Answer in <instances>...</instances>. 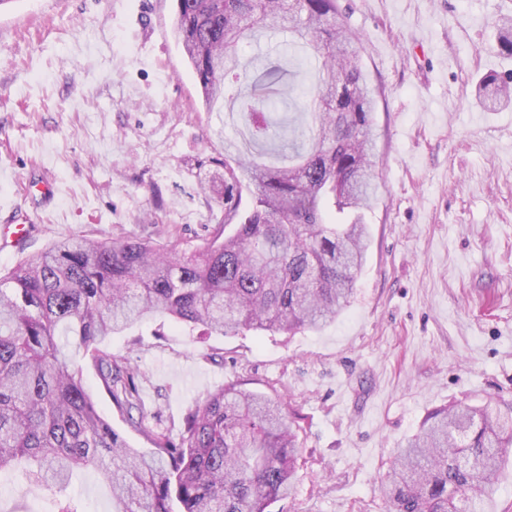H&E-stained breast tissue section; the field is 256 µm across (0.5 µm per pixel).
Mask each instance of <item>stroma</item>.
Instances as JSON below:
<instances>
[{"label": "stroma", "instance_id": "1", "mask_svg": "<svg viewBox=\"0 0 512 512\" xmlns=\"http://www.w3.org/2000/svg\"><path fill=\"white\" fill-rule=\"evenodd\" d=\"M374 92L377 195L349 309L320 332L201 336L150 319L113 337L139 369L144 422L177 435L188 408L242 382L284 396L302 427L295 486L271 512H388L396 448L455 401L512 404V101L487 109L489 74L512 75L498 28L512 0H337ZM175 0H11L0 8V225L28 239L5 273L54 241H116L153 225L198 245L223 223L205 189L214 160L246 150L245 121L206 110L175 32ZM56 187L40 193V182ZM98 411L147 447L93 370ZM112 512L94 469L67 489ZM23 470L0 474V512H53Z\"/></svg>", "mask_w": 512, "mask_h": 512}]
</instances>
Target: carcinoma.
<instances>
[{"instance_id":"obj_1","label":"carcinoma","mask_w":512,"mask_h":512,"mask_svg":"<svg viewBox=\"0 0 512 512\" xmlns=\"http://www.w3.org/2000/svg\"><path fill=\"white\" fill-rule=\"evenodd\" d=\"M175 29L211 109L235 84L237 111L256 147L223 169L224 223L197 247L174 233L112 243L74 235L0 274V473L22 467L60 494L56 512H84L65 495L78 468L112 487L116 512H270L293 486L301 426L288 402L229 383L188 410L178 442L149 430L128 362L105 341L163 316L218 335L321 331L347 309L369 247L373 100L337 0H175ZM281 34L314 79L302 90L311 125L277 98L287 74L273 62L255 77L239 45ZM492 109L512 77L479 88ZM353 214L333 223L325 211ZM231 232H226L227 226ZM92 367L115 408L151 447L132 448L101 416L83 380ZM512 448V410L489 398L428 414L391 461V512H494L495 484Z\"/></svg>"}]
</instances>
